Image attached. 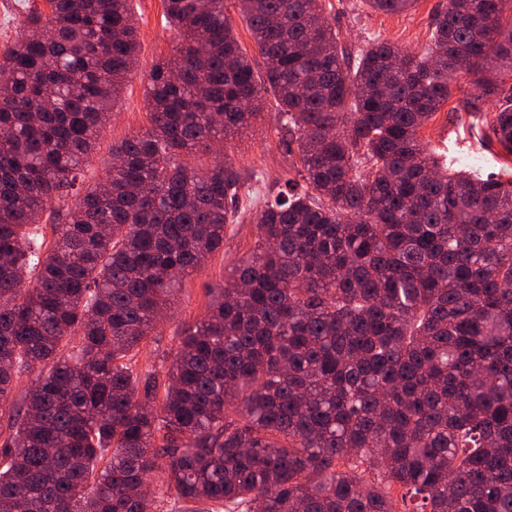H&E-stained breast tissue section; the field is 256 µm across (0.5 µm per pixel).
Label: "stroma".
I'll list each match as a JSON object with an SVG mask.
<instances>
[{"mask_svg":"<svg viewBox=\"0 0 512 512\" xmlns=\"http://www.w3.org/2000/svg\"><path fill=\"white\" fill-rule=\"evenodd\" d=\"M446 0H418L407 11L386 14L367 8L363 0H325L326 15L339 34V45L357 52L373 40H389L402 49L421 51L430 41L432 21ZM136 22L138 63L121 90L105 131L97 141L90 162L79 181L91 187L104 177L112 160V148L144 133L150 126L146 102L153 66L174 53L175 37L164 17L163 0H129ZM463 93L453 90L448 102L423 128L428 150L437 152L454 169L512 181V164H504L496 151L480 144L483 126L461 112ZM239 168L246 187L235 201L236 223L224 228V247L210 255L200 272L184 277L175 288L172 307L148 339L150 359L138 362L139 371H165L179 349L185 329L206 312L207 291L224 284L231 266L250 254L257 240L255 217L265 200L286 179L297 178L301 169L295 144L289 143L284 121L274 99H267L262 114L233 139L215 143Z\"/></svg>","mask_w":512,"mask_h":512,"instance_id":"stroma-1","label":"stroma"}]
</instances>
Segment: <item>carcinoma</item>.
Masks as SVG:
<instances>
[{"instance_id": "cac0c4a2", "label": "carcinoma", "mask_w": 512, "mask_h": 512, "mask_svg": "<svg viewBox=\"0 0 512 512\" xmlns=\"http://www.w3.org/2000/svg\"><path fill=\"white\" fill-rule=\"evenodd\" d=\"M45 2L0 56V512H157L172 489L178 512H397L394 488L412 512H512V189L421 139L470 77L461 110L512 154L509 0H446L422 53L354 56L323 0H235L260 80L224 0H165L176 45L150 74V128L84 191L135 22L129 0ZM268 92L305 184L267 199L165 374H138L244 187L230 160L188 157ZM226 6L229 8L228 15L232 20L236 36L238 37L242 47L247 50L248 54L252 58L256 77H264L265 63L255 50L254 42L251 38L247 24L239 15L238 9L234 7L233 2H228Z\"/></svg>"}]
</instances>
